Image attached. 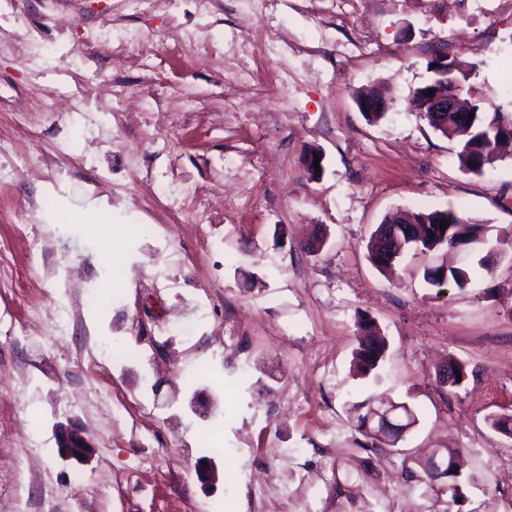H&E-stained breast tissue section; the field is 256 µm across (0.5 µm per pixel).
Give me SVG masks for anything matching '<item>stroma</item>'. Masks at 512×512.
Instances as JSON below:
<instances>
[{
  "mask_svg": "<svg viewBox=\"0 0 512 512\" xmlns=\"http://www.w3.org/2000/svg\"><path fill=\"white\" fill-rule=\"evenodd\" d=\"M2 13L46 29L67 14L109 21L116 38L78 54L70 30L38 57L0 26V139L43 159L0 185V321L25 328L0 338V512H250V483L268 489L259 512H512V438L487 422L512 414V151L463 173L409 107L442 55L475 63L471 97L512 120V0H206L197 17L183 0L138 14L127 0H0ZM133 29L191 42L194 65L144 70L119 39ZM253 33L277 54L243 56ZM99 72L123 104L87 99L102 132L77 162L56 114L76 76ZM363 86L388 97L380 121L356 104ZM310 148L325 156L315 181ZM175 175L210 190L211 223H192L190 194L175 208L154 198ZM92 192L109 200L103 217L79 212ZM448 208L483 224L491 271L470 247L405 255L391 274L369 261L386 216ZM320 230L325 247L306 253ZM440 264L475 275L431 287L423 269ZM364 317L388 343L377 383L353 369ZM116 347L121 363L101 358ZM451 357L468 369L452 391L435 382ZM376 392L417 415L396 445H365L354 427ZM67 420L93 445L87 461L57 453ZM219 423L225 453L200 455ZM432 448L462 449L456 494L426 481Z\"/></svg>",
  "mask_w": 512,
  "mask_h": 512,
  "instance_id": "35a3bbf8",
  "label": "stroma"
}]
</instances>
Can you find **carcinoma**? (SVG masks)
I'll use <instances>...</instances> for the list:
<instances>
[{"mask_svg": "<svg viewBox=\"0 0 512 512\" xmlns=\"http://www.w3.org/2000/svg\"><path fill=\"white\" fill-rule=\"evenodd\" d=\"M448 77L455 80L460 90H465L472 75L469 64L459 59L448 62ZM437 69L431 70L427 85L417 90L411 99V107L415 112L423 111V98L427 91L441 83L446 77ZM475 113L468 122L450 120L448 130L440 134L455 143L456 156L461 170L466 174L480 176L493 167L498 160L496 146L491 144L492 138L505 131L512 132V123H503L498 115H489V111L478 103L473 104ZM415 221L424 229L423 237L410 245L415 253L424 256L453 249L459 245L485 246L487 241L482 233L483 225L468 219L453 209L420 211L415 214ZM447 228L440 229V224ZM469 271L461 268L447 269L442 265L423 269L424 281L432 287L442 288L451 284L463 288L468 284ZM373 325L361 326L364 336L360 337L359 347L355 353L353 366L363 376L377 370L384 360L387 342L384 338L370 332ZM489 425L504 434L512 436V415L490 414L487 416Z\"/></svg>", "mask_w": 512, "mask_h": 512, "instance_id": "1", "label": "carcinoma"}]
</instances>
